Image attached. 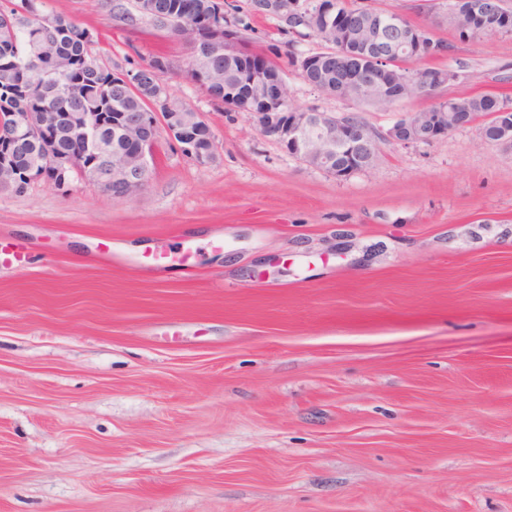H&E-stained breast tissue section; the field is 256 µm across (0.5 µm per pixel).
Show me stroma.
Instances as JSON below:
<instances>
[{
	"label": "stroma",
	"instance_id": "obj_1",
	"mask_svg": "<svg viewBox=\"0 0 512 512\" xmlns=\"http://www.w3.org/2000/svg\"><path fill=\"white\" fill-rule=\"evenodd\" d=\"M227 2L241 47H277L292 105L379 130L429 106L321 94L291 64L319 40ZM357 3L452 44L419 62L455 73L439 96L512 97V34L460 39L448 0ZM36 6L104 61L166 60L216 148L201 166L165 147L128 197L0 191V232L32 249L0 268V512H512V147L474 125L339 180L187 78L189 48L135 0ZM186 239L195 267H136Z\"/></svg>",
	"mask_w": 512,
	"mask_h": 512
}]
</instances>
